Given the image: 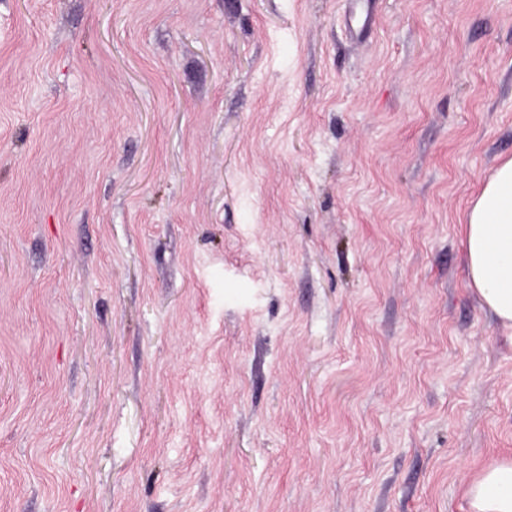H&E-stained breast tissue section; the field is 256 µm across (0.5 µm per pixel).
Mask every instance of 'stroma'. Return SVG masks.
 <instances>
[{"label": "stroma", "instance_id": "35a3bbf8", "mask_svg": "<svg viewBox=\"0 0 512 512\" xmlns=\"http://www.w3.org/2000/svg\"><path fill=\"white\" fill-rule=\"evenodd\" d=\"M511 156L512 0H0V512H468ZM468 274L483 306L512 329V157L487 178L467 214Z\"/></svg>", "mask_w": 512, "mask_h": 512}]
</instances>
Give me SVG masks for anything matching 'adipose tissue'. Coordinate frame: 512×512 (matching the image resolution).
<instances>
[{"label": "adipose tissue", "instance_id": "1", "mask_svg": "<svg viewBox=\"0 0 512 512\" xmlns=\"http://www.w3.org/2000/svg\"><path fill=\"white\" fill-rule=\"evenodd\" d=\"M470 283L501 326L512 329V157L484 182L467 214ZM468 512H512V458L484 468L466 487Z\"/></svg>", "mask_w": 512, "mask_h": 512}]
</instances>
